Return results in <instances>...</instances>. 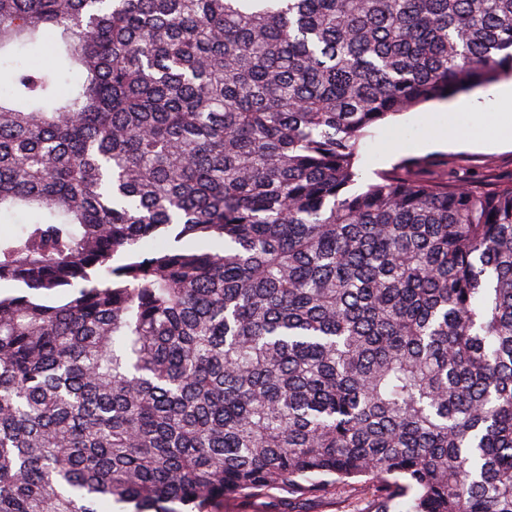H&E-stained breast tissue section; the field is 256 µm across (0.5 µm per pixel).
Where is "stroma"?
Wrapping results in <instances>:
<instances>
[{"label": "stroma", "instance_id": "1", "mask_svg": "<svg viewBox=\"0 0 512 512\" xmlns=\"http://www.w3.org/2000/svg\"><path fill=\"white\" fill-rule=\"evenodd\" d=\"M467 133L471 124L466 114L436 101L398 116L395 121L371 129L361 148L364 180L381 171L411 161L412 174L427 178H462L479 185L512 178V141L499 145H471L445 150H420L416 144L431 134L449 129ZM372 491L352 485L322 498L288 502L285 493L272 492L257 500L227 497L216 502L212 512H370Z\"/></svg>", "mask_w": 512, "mask_h": 512}]
</instances>
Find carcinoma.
I'll return each mask as SVG.
<instances>
[{
    "label": "carcinoma",
    "instance_id": "cac0c4a2",
    "mask_svg": "<svg viewBox=\"0 0 512 512\" xmlns=\"http://www.w3.org/2000/svg\"><path fill=\"white\" fill-rule=\"evenodd\" d=\"M49 33L83 79L0 62V512H512V180L359 169L512 79V0H0ZM288 494L272 491L257 500L227 497L211 512H364L372 508V491L366 485H351L322 498H307L288 506Z\"/></svg>",
    "mask_w": 512,
    "mask_h": 512
}]
</instances>
